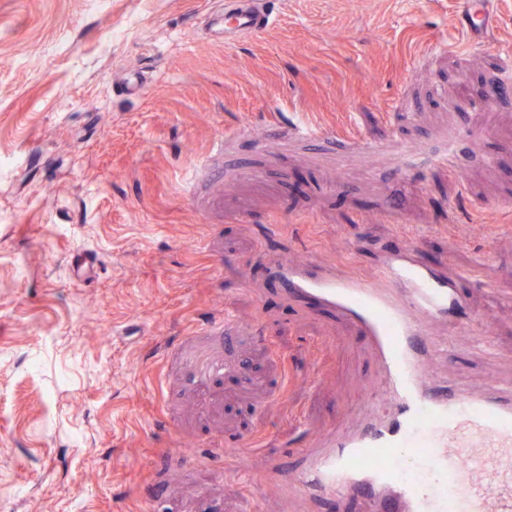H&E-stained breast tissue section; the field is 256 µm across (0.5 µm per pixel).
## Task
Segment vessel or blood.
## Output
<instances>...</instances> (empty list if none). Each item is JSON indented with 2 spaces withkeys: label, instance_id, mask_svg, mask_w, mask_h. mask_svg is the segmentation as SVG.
Listing matches in <instances>:
<instances>
[{
  "label": "vessel or blood",
  "instance_id": "1",
  "mask_svg": "<svg viewBox=\"0 0 512 512\" xmlns=\"http://www.w3.org/2000/svg\"><path fill=\"white\" fill-rule=\"evenodd\" d=\"M468 33L484 35L490 6L464 0ZM273 0H224L202 34L237 43L267 32ZM274 277L296 300L340 313L367 338L380 393L364 406L360 425L314 435L295 460L277 459L265 479L289 498L312 505L358 499L365 512H512V389L474 392L432 379L431 366L454 351L437 329L477 331L452 322L461 297L441 265L426 264L420 244L383 257L370 281L314 260H278ZM418 456L416 479L392 457Z\"/></svg>",
  "mask_w": 512,
  "mask_h": 512
}]
</instances>
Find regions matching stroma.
Segmentation results:
<instances>
[{
    "instance_id": "1",
    "label": "stroma",
    "mask_w": 512,
    "mask_h": 512,
    "mask_svg": "<svg viewBox=\"0 0 512 512\" xmlns=\"http://www.w3.org/2000/svg\"><path fill=\"white\" fill-rule=\"evenodd\" d=\"M223 2L0 0V512H298L270 458L354 419L377 366L279 291L284 255L367 280L422 230L491 329L449 382L512 384V0L479 41L457 0H279L231 46L199 35Z\"/></svg>"
}]
</instances>
